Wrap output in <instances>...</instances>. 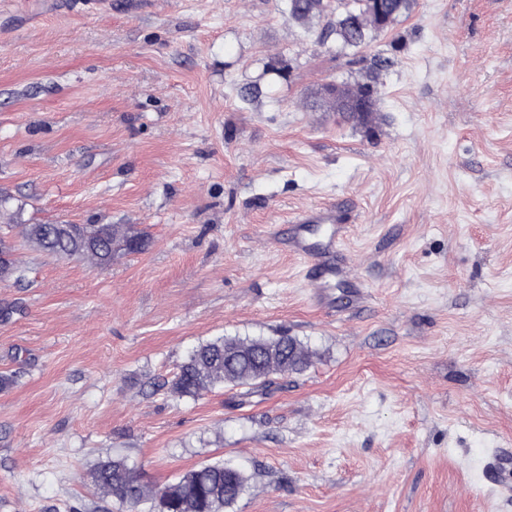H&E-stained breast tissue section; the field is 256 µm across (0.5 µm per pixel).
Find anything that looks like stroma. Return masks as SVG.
<instances>
[{
	"label": "stroma",
	"mask_w": 512,
	"mask_h": 512,
	"mask_svg": "<svg viewBox=\"0 0 512 512\" xmlns=\"http://www.w3.org/2000/svg\"><path fill=\"white\" fill-rule=\"evenodd\" d=\"M288 0H0V512H148L99 498L115 455L159 489L248 478L230 512H512V0H414L354 62ZM378 109L327 112L361 81ZM272 92L243 100L263 68ZM338 203L327 306L288 248ZM129 224L111 267L22 224ZM286 334L317 356L270 390L165 388L199 343Z\"/></svg>",
	"instance_id": "35a3bbf8"
}]
</instances>
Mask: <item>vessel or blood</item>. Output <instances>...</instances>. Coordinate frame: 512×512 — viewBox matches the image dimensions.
<instances>
[{
  "instance_id": "vessel-or-blood-1",
  "label": "vessel or blood",
  "mask_w": 512,
  "mask_h": 512,
  "mask_svg": "<svg viewBox=\"0 0 512 512\" xmlns=\"http://www.w3.org/2000/svg\"><path fill=\"white\" fill-rule=\"evenodd\" d=\"M293 221L297 230L288 246L319 267V276L311 281L312 297L317 304H325L324 290L329 281L351 276L349 268L335 261L336 246L344 235L343 216L336 206L312 207L299 212Z\"/></svg>"
}]
</instances>
